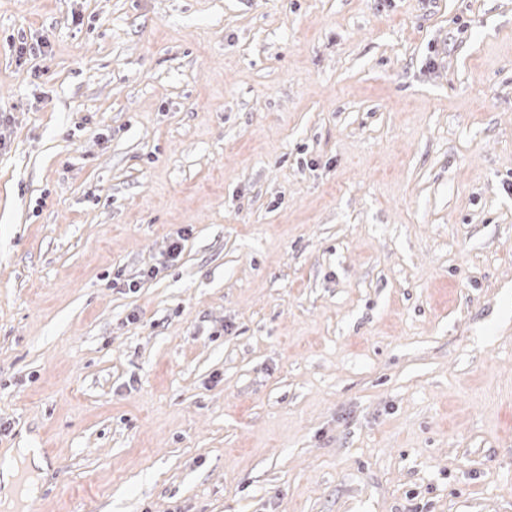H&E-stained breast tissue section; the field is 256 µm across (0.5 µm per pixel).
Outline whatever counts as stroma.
Instances as JSON below:
<instances>
[{"mask_svg": "<svg viewBox=\"0 0 512 512\" xmlns=\"http://www.w3.org/2000/svg\"><path fill=\"white\" fill-rule=\"evenodd\" d=\"M22 448L20 512H512V0H0Z\"/></svg>", "mask_w": 512, "mask_h": 512, "instance_id": "stroma-1", "label": "stroma"}]
</instances>
